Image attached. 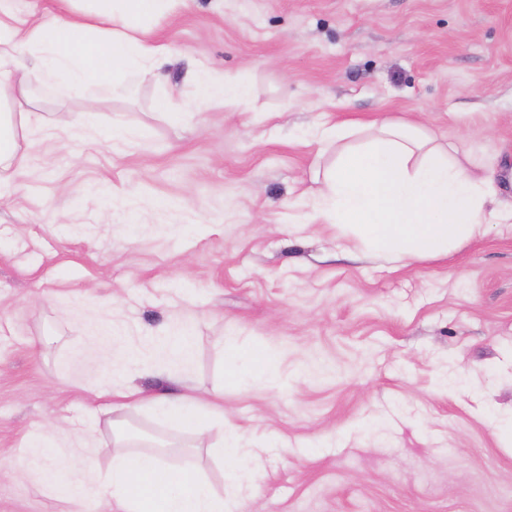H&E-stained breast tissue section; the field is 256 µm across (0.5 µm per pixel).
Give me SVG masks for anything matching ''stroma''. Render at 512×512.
Returning <instances> with one entry per match:
<instances>
[{
  "label": "stroma",
  "mask_w": 512,
  "mask_h": 512,
  "mask_svg": "<svg viewBox=\"0 0 512 512\" xmlns=\"http://www.w3.org/2000/svg\"><path fill=\"white\" fill-rule=\"evenodd\" d=\"M159 35L128 97L36 89L28 168L0 175V512H117L74 469L111 466L113 417L223 485L219 428L109 415L120 386L223 393L236 512H512V225L403 265L304 221L323 120L354 145L424 125L512 207V0H183ZM202 74L249 105L199 102ZM255 352L278 380L231 381Z\"/></svg>",
  "instance_id": "1"
}]
</instances>
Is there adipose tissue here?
<instances>
[{
    "instance_id": "ef3b65f1",
    "label": "adipose tissue",
    "mask_w": 512,
    "mask_h": 512,
    "mask_svg": "<svg viewBox=\"0 0 512 512\" xmlns=\"http://www.w3.org/2000/svg\"><path fill=\"white\" fill-rule=\"evenodd\" d=\"M41 19H21L15 0H0V170H23L28 161L18 137L41 125L29 108L35 85H60L67 93L97 90L119 96L131 71L160 68L171 53L155 36L162 20L182 0H55ZM312 137L323 149L338 148V160L324 174L314 219L340 226L369 251L392 261L448 257L488 224L512 221V210L491 213L496 194L489 175L464 164L455 146H443L387 122L366 143L350 148L348 127L317 124ZM116 398L137 407L177 410L183 427L193 428L203 408L196 398H137L119 390ZM118 449L111 472L101 474L93 458L81 471L97 477L100 496L112 498L119 512H234L243 490L235 463L244 449L226 432L218 453L229 465L227 485L215 491L195 471L167 473L162 449L128 450L123 422L112 424Z\"/></svg>"
}]
</instances>
